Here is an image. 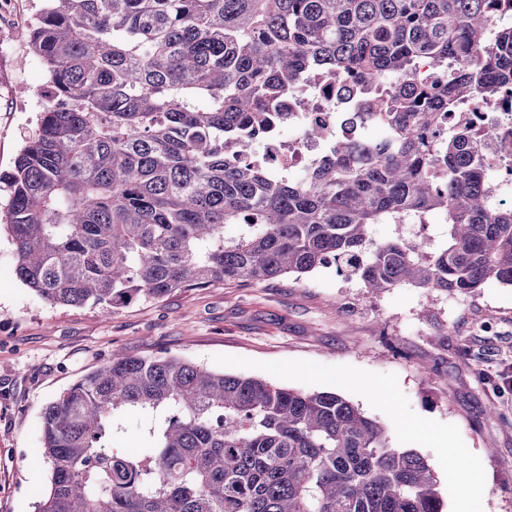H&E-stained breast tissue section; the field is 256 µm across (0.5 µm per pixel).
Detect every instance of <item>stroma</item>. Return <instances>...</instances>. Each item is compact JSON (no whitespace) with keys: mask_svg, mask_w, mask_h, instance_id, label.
I'll return each instance as SVG.
<instances>
[{"mask_svg":"<svg viewBox=\"0 0 512 512\" xmlns=\"http://www.w3.org/2000/svg\"><path fill=\"white\" fill-rule=\"evenodd\" d=\"M41 0H0V173L39 128L46 73L28 49ZM0 232V512L50 486L41 416L116 354H171L229 374L335 392L433 467L443 512L479 475V512H512V287L479 295L369 292L328 267L295 279L194 288L106 314L54 306L17 279Z\"/></svg>","mask_w":512,"mask_h":512,"instance_id":"1","label":"stroma"}]
</instances>
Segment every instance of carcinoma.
I'll return each mask as SVG.
<instances>
[{
  "label": "carcinoma",
  "instance_id": "carcinoma-1",
  "mask_svg": "<svg viewBox=\"0 0 512 512\" xmlns=\"http://www.w3.org/2000/svg\"><path fill=\"white\" fill-rule=\"evenodd\" d=\"M28 47L48 102L0 175V225L18 280L52 305L110 312L331 264L373 293L512 287V206H492L466 128L438 150L424 136L512 90V0H45ZM419 61L448 82L411 81ZM321 63L396 83L368 165L342 142L302 183L224 155L229 137L268 135ZM433 214L446 238L425 258L371 237ZM130 411L156 418L142 455L113 447ZM40 455L35 512L443 509L428 461L341 395L172 356L118 354L73 383L44 409Z\"/></svg>",
  "mask_w": 512,
  "mask_h": 512
}]
</instances>
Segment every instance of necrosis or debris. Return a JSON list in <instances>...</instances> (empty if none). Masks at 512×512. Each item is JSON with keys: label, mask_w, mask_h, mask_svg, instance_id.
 <instances>
[{"label": "necrosis or debris", "mask_w": 512, "mask_h": 512, "mask_svg": "<svg viewBox=\"0 0 512 512\" xmlns=\"http://www.w3.org/2000/svg\"><path fill=\"white\" fill-rule=\"evenodd\" d=\"M373 109L372 98L353 78L335 80L324 69H313L303 76L299 91L281 100V117L261 156L272 172L308 175L336 142L347 139L357 144L355 164L366 165L364 145L372 130L367 114ZM461 123L469 124L470 148L484 174L497 183L501 200L512 201V154L499 149L501 141L512 140V102L462 104L446 116L443 126L451 130ZM314 125L320 126V137L309 136Z\"/></svg>", "instance_id": "obj_1"}]
</instances>
